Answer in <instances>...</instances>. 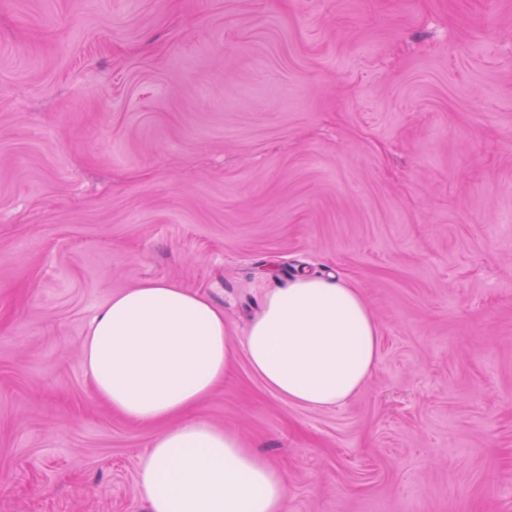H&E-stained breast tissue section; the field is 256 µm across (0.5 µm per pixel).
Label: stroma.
<instances>
[{
    "label": "stroma",
    "mask_w": 512,
    "mask_h": 512,
    "mask_svg": "<svg viewBox=\"0 0 512 512\" xmlns=\"http://www.w3.org/2000/svg\"><path fill=\"white\" fill-rule=\"evenodd\" d=\"M302 271L358 288L372 379L309 410L240 355L192 417L288 512H512V0H0V512H148L156 429L82 367L112 294L239 339Z\"/></svg>",
    "instance_id": "obj_1"
}]
</instances>
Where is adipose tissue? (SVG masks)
<instances>
[{
	"label": "adipose tissue",
	"instance_id": "1",
	"mask_svg": "<svg viewBox=\"0 0 512 512\" xmlns=\"http://www.w3.org/2000/svg\"><path fill=\"white\" fill-rule=\"evenodd\" d=\"M239 353L277 398L329 409L375 373L380 332L358 289L307 275L269 289L238 344L220 307L163 279L113 294L94 317L82 364L95 395L158 428L137 471L149 512H287L284 471L237 431L186 417Z\"/></svg>",
	"mask_w": 512,
	"mask_h": 512
}]
</instances>
